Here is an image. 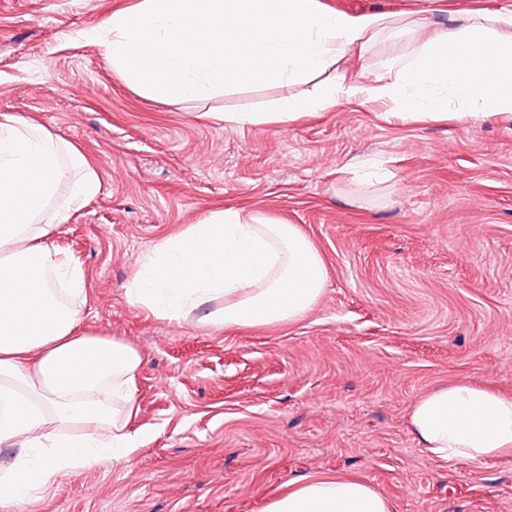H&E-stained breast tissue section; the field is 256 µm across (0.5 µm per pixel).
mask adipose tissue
Wrapping results in <instances>:
<instances>
[{"instance_id":"adipose-tissue-1","label":"adipose tissue","mask_w":512,"mask_h":512,"mask_svg":"<svg viewBox=\"0 0 512 512\" xmlns=\"http://www.w3.org/2000/svg\"><path fill=\"white\" fill-rule=\"evenodd\" d=\"M427 2L426 13L409 14L340 12L322 0H136L106 20V51L129 87L161 103L322 77L314 93L280 98L272 111L221 114L239 127L293 122L343 101L388 102L416 121L512 118V5ZM433 14L447 25H433ZM392 32L412 33L411 51L370 68L371 46ZM101 189L72 143L0 114V512H18L63 475L129 459L146 441L128 430L142 356L86 329L85 273L55 243ZM326 283L321 254L296 225L229 207L157 243L125 296L169 321L201 310L219 327H255L301 319ZM408 426L437 460L512 455V398L483 386L435 390L413 403ZM263 512L391 505L339 474L296 480Z\"/></svg>"}]
</instances>
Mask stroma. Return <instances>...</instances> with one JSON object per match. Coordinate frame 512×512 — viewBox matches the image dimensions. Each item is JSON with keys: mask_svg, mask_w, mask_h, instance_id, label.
<instances>
[{"mask_svg": "<svg viewBox=\"0 0 512 512\" xmlns=\"http://www.w3.org/2000/svg\"><path fill=\"white\" fill-rule=\"evenodd\" d=\"M131 0H0V114L75 144L102 179L57 245L87 325L139 350L129 458L62 476L24 512H262L289 482L361 478L392 512H512V456L441 462L411 405L457 382L512 394V120L413 121L341 102L237 127L295 85L162 104L90 41ZM294 224L327 268L303 319H159L124 287L159 241L218 207Z\"/></svg>", "mask_w": 512, "mask_h": 512, "instance_id": "1", "label": "stroma"}]
</instances>
